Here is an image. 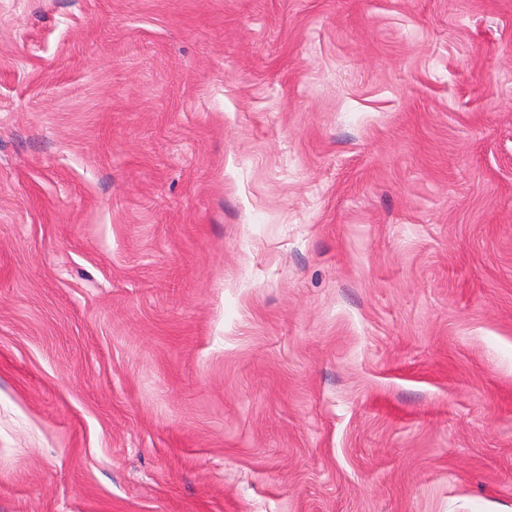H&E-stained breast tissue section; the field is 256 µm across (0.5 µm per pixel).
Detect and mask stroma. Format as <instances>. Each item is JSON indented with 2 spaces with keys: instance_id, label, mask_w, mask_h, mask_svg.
I'll list each match as a JSON object with an SVG mask.
<instances>
[{
  "instance_id": "35a3bbf8",
  "label": "stroma",
  "mask_w": 512,
  "mask_h": 512,
  "mask_svg": "<svg viewBox=\"0 0 512 512\" xmlns=\"http://www.w3.org/2000/svg\"><path fill=\"white\" fill-rule=\"evenodd\" d=\"M0 512H512V0H0Z\"/></svg>"
}]
</instances>
